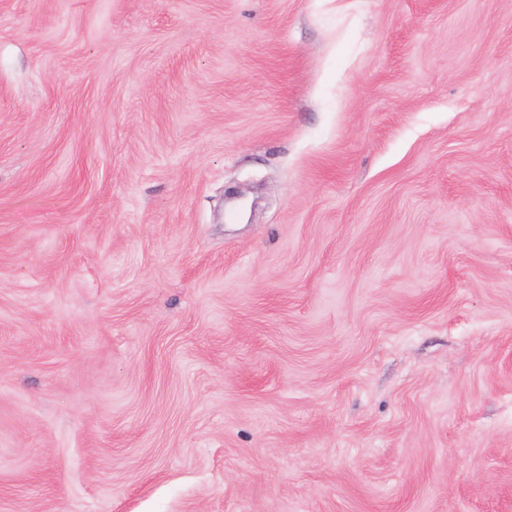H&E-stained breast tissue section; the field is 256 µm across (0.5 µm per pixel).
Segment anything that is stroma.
I'll list each match as a JSON object with an SVG mask.
<instances>
[{
  "label": "stroma",
  "instance_id": "35a3bbf8",
  "mask_svg": "<svg viewBox=\"0 0 512 512\" xmlns=\"http://www.w3.org/2000/svg\"><path fill=\"white\" fill-rule=\"evenodd\" d=\"M0 512H512V0H0Z\"/></svg>",
  "mask_w": 512,
  "mask_h": 512
}]
</instances>
